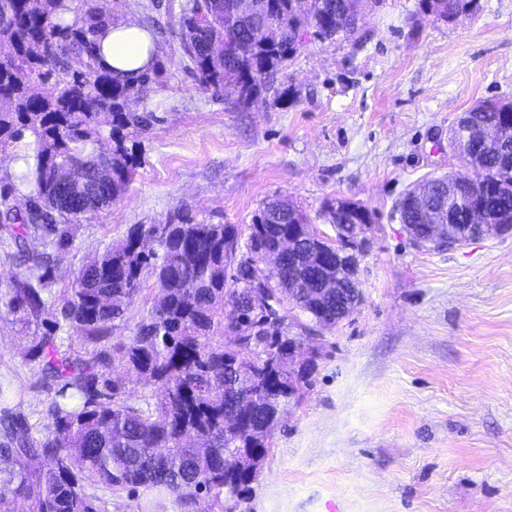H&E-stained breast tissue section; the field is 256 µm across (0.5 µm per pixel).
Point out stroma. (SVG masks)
<instances>
[{
	"mask_svg": "<svg viewBox=\"0 0 512 512\" xmlns=\"http://www.w3.org/2000/svg\"><path fill=\"white\" fill-rule=\"evenodd\" d=\"M115 0L114 13L162 35L175 9ZM142 110V164L126 193L75 229L60 254L78 269L136 224L182 212L241 236L263 202L294 199L313 231L335 238L326 210L365 207L374 229L360 258L361 299L330 330L301 341L312 361L284 411L238 512H512V231L450 250L414 247L395 217L418 181L459 169L456 118L483 100H512V0H476L452 22L419 0H387L361 42L309 38L279 80L283 95L242 107L202 86L179 52ZM0 298V427L49 426L55 389ZM98 512H201L86 485Z\"/></svg>",
	"mask_w": 512,
	"mask_h": 512,
	"instance_id": "stroma-1",
	"label": "stroma"
}]
</instances>
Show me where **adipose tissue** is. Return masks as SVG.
Wrapping results in <instances>:
<instances>
[{
  "mask_svg": "<svg viewBox=\"0 0 512 512\" xmlns=\"http://www.w3.org/2000/svg\"><path fill=\"white\" fill-rule=\"evenodd\" d=\"M99 45L101 65L123 79H136L154 62L150 32L132 18L109 27Z\"/></svg>",
  "mask_w": 512,
  "mask_h": 512,
  "instance_id": "ef3b65f1",
  "label": "adipose tissue"
}]
</instances>
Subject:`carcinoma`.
I'll list each match as a JSON object with an SVG mask.
<instances>
[{"label": "carcinoma", "mask_w": 512, "mask_h": 512, "mask_svg": "<svg viewBox=\"0 0 512 512\" xmlns=\"http://www.w3.org/2000/svg\"><path fill=\"white\" fill-rule=\"evenodd\" d=\"M185 0L179 5V50L188 71L202 85L246 104L262 91H277L276 75L315 30L321 41L356 40L365 17L385 0H311L303 13L297 0ZM475 0H422L424 13L446 22L474 9ZM0 0V44L14 55L0 57V147H18L30 135L38 144L29 194L33 207L21 213L10 204L15 185L0 191V239L11 242L30 271L4 284L8 306L19 321L52 322L35 339L31 356L41 358L42 375L56 387L45 413L51 420L40 440L27 423L5 433L0 461L8 478L0 512L11 501L29 503V512H97L83 483L103 484L134 495L143 489L195 501L208 499L205 512H224V496L239 493L224 485V464H239L236 449L271 438L290 404L268 386V361L279 357L277 378L288 385V327L270 306L257 317L241 314L254 356L224 372V306L261 280L268 297L282 296L318 324L336 304V291L310 275L311 262L265 268L259 250L308 216L294 200L275 196L253 217L245 242L248 259L235 261L226 238L239 242L231 224H207L178 213L167 224L135 225L77 273L53 263L73 240L72 225L93 218L120 198L141 164L137 137L157 120L136 106L160 79L153 67L137 79L120 81L100 66L99 40L119 18L100 0ZM66 13L72 19H61ZM476 125L457 131L463 168L419 183L438 190L440 221L454 216V234H472L471 215H483L482 236L498 235L512 222V101L486 100ZM109 131L112 153L98 144ZM419 234V210H397ZM155 279L159 296L125 341L104 347L88 360L59 354L55 331L66 322L88 341L109 340L114 322L125 317L142 291L144 275ZM71 281L54 307L49 287ZM117 370L157 387L156 404L128 402Z\"/></svg>", "instance_id": "cac0c4a2"}]
</instances>
